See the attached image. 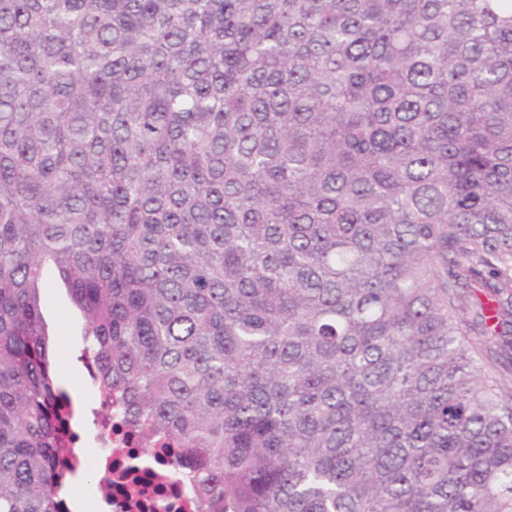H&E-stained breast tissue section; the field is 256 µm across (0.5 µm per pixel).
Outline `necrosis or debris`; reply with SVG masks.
Listing matches in <instances>:
<instances>
[{"label":"necrosis or debris","mask_w":512,"mask_h":512,"mask_svg":"<svg viewBox=\"0 0 512 512\" xmlns=\"http://www.w3.org/2000/svg\"><path fill=\"white\" fill-rule=\"evenodd\" d=\"M91 427L70 425L65 436L63 469L68 475L85 471L86 449H97L98 489L108 512H199L187 485L171 474L177 455L169 440L144 448L141 433L120 408H90Z\"/></svg>","instance_id":"necrosis-or-debris-1"}]
</instances>
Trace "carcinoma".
Here are the masks:
<instances>
[{
    "label": "carcinoma",
    "instance_id": "cac0c4a2",
    "mask_svg": "<svg viewBox=\"0 0 512 512\" xmlns=\"http://www.w3.org/2000/svg\"><path fill=\"white\" fill-rule=\"evenodd\" d=\"M47 267L204 512H512V0H0V512Z\"/></svg>",
    "mask_w": 512,
    "mask_h": 512
}]
</instances>
